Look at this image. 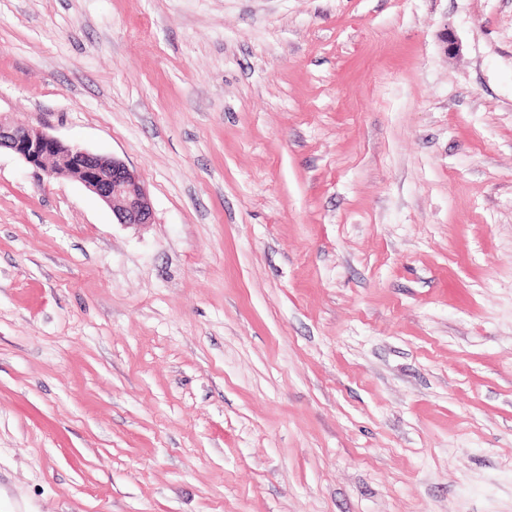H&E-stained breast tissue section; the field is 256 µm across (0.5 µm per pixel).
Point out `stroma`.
<instances>
[{"instance_id":"35a3bbf8","label":"stroma","mask_w":512,"mask_h":512,"mask_svg":"<svg viewBox=\"0 0 512 512\" xmlns=\"http://www.w3.org/2000/svg\"><path fill=\"white\" fill-rule=\"evenodd\" d=\"M0 110L154 210L0 151V512H512V0H0ZM7 148L48 177L66 176L112 208L117 223H153L149 195L136 172L123 161L65 144L34 125L0 113V149Z\"/></svg>"}]
</instances>
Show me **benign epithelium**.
<instances>
[{"label": "benign epithelium", "instance_id": "7a95c632", "mask_svg": "<svg viewBox=\"0 0 512 512\" xmlns=\"http://www.w3.org/2000/svg\"><path fill=\"white\" fill-rule=\"evenodd\" d=\"M1 148L11 150L48 177L77 180L112 208L119 224L153 223L151 201L139 176L113 156L68 145L46 132L43 125L19 122L4 113H0Z\"/></svg>", "mask_w": 512, "mask_h": 512}]
</instances>
